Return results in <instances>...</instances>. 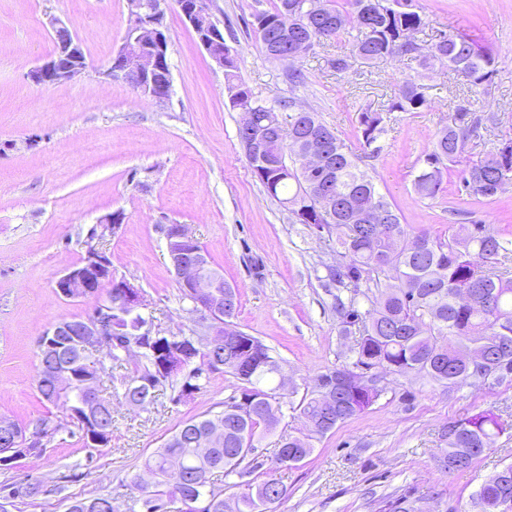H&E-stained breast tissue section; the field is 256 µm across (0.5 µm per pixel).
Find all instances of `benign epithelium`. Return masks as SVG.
<instances>
[{
    "instance_id": "1",
    "label": "benign epithelium",
    "mask_w": 512,
    "mask_h": 512,
    "mask_svg": "<svg viewBox=\"0 0 512 512\" xmlns=\"http://www.w3.org/2000/svg\"><path fill=\"white\" fill-rule=\"evenodd\" d=\"M128 15L121 46L112 55L101 75L107 79H120L143 93L150 92L151 99L162 102L169 97L171 72L168 63L169 37L165 25L168 0H127ZM177 8L193 28L199 45L216 63L224 68V29L210 20L204 0H178ZM57 34L56 50L42 64L28 72V78L35 84L64 83L79 77L87 68L85 52L79 40L66 33V26L59 20L53 23ZM311 48L303 42L284 52L274 46L268 56L275 61H292ZM164 74L167 89L161 94L152 92L156 88L154 79ZM268 138L257 136L246 142L249 161L260 158L266 151ZM167 242L178 245L168 251L180 288L193 297L196 310L202 314L206 339L214 348L236 341L235 329L224 324V318L233 311L232 292L222 291L224 280L210 273L203 254L191 249L195 238L182 224H168L164 228ZM108 287L106 301L97 302L101 288ZM56 290L67 298L92 299L94 304L79 326L68 327L62 322L53 324L39 342V354L48 355L61 348L53 342L57 336H75L80 351L95 356L109 351L112 331L100 320V311L112 305L140 309L143 296L140 289L118 278L112 271V263L105 252L89 247L81 263L68 268L55 282ZM68 378L79 385V403L84 418L94 421L98 418L105 401L99 394L96 382L79 372H68ZM21 433L6 417L0 419V463L12 462L19 458L22 449L14 447ZM196 499L176 494L166 504V512H196Z\"/></svg>"
}]
</instances>
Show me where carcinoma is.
<instances>
[{
    "label": "carcinoma",
    "mask_w": 512,
    "mask_h": 512,
    "mask_svg": "<svg viewBox=\"0 0 512 512\" xmlns=\"http://www.w3.org/2000/svg\"><path fill=\"white\" fill-rule=\"evenodd\" d=\"M310 0H278L271 10L251 14V28L262 51L282 38L288 43L311 41L318 44L331 39L354 24L356 35L351 41V55L370 64L397 55H411L418 66L430 67L429 57L438 55L448 63L463 83L477 88L488 82L495 71V56L477 47L463 36L443 34L427 53L421 52L417 34L426 22L415 10L414 0H322L324 11H308ZM236 60L224 58V75L231 103L252 108L253 124L267 125L269 114L285 110L288 128L271 147L277 166H252L255 178L295 221L308 226L331 227L326 244L343 262L324 276L350 293L348 302L336 297L341 333L354 338L353 358L345 363L356 367L361 375L373 379L377 373L415 376L459 388L479 379L471 359L479 358L491 381L512 379V275L499 270V264L512 257V239L494 231L488 224H461L448 237H434L427 232L410 233L400 215L385 200L367 169L363 157L354 155L313 112L294 110L291 100H276L271 108L253 107V93L236 81ZM426 105L424 87L411 79L403 82L398 95L379 110L358 113L364 148L371 147L384 132L385 112H417ZM466 104L456 107V118L441 128L432 149L414 178L416 193L433 199L440 191L444 174L456 165H464L460 191L469 196L492 199L498 185L512 182V138L503 136L498 144L478 161H463L465 141L476 133L482 118L469 117ZM306 147L320 143L324 155L320 177L292 167V140ZM374 209L388 222L359 224L344 211ZM367 308L361 309V303ZM144 316L127 309L112 311L108 324L112 329L109 359L122 360L138 337L134 329ZM160 345L141 351L142 365L125 386L123 396L134 406L151 404L160 389L169 386L175 403L186 392L207 388L211 374L220 371L222 355L200 345L192 359L174 373L160 372L177 346L175 335H159ZM238 367L228 369L237 380L234 392L224 399L222 409L184 422L174 434L145 461L152 482L134 484L138 494L128 497L126 512H149L153 504L163 503L175 492L190 495L196 490L200 475L213 478H239L261 470L265 461L258 460L257 448L263 436L273 431L284 417L282 402L270 401L275 389L279 361L257 337L239 331L233 345ZM86 357L71 348L48 366L75 372L98 374L107 371L85 364ZM334 368L318 376L322 386L314 387L298 403L300 414L313 422L316 429L302 437L288 435L282 441L306 458L313 451L312 439L324 436L374 403L386 387L355 386L336 383ZM42 398L60 405L67 419H43L32 433L28 450L42 451L41 441L65 433L79 435L86 447L93 444L79 417L73 396L48 382L38 384ZM503 427L499 417L479 413L448 424L445 435L448 448L439 460L450 472L457 466L461 449H468L465 468L487 450L495 447ZM267 478L255 484L235 482L232 512H266V500L284 499L287 488L266 472ZM211 495L200 502V512H225L224 487L213 484ZM409 491L389 502L388 512H423ZM512 497V463L487 477L473 497L476 512H499L504 497ZM111 497L74 498L68 512H110Z\"/></svg>",
    "instance_id": "cac0c4a2"
}]
</instances>
